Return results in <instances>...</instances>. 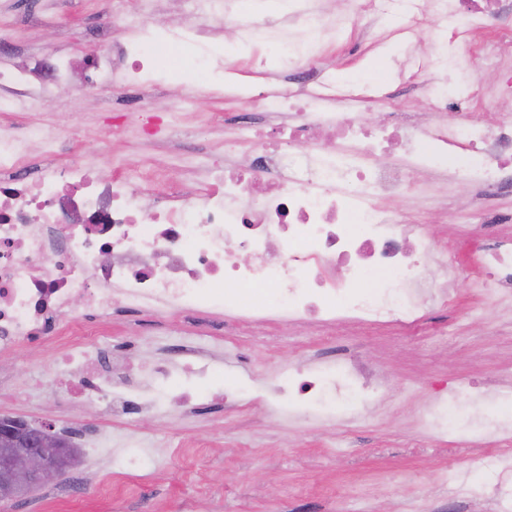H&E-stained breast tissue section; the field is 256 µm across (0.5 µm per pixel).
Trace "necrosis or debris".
<instances>
[{
	"instance_id": "necrosis-or-debris-1",
	"label": "necrosis or debris",
	"mask_w": 512,
	"mask_h": 512,
	"mask_svg": "<svg viewBox=\"0 0 512 512\" xmlns=\"http://www.w3.org/2000/svg\"><path fill=\"white\" fill-rule=\"evenodd\" d=\"M418 14L453 22L462 34L487 28L491 15L512 17V0L497 10L480 0H404ZM343 16H330L313 0H293L285 29L240 18L237 0H179L187 27L145 34L122 45L104 43L85 56L88 87H145L149 64L180 52L184 41L206 47L216 25L233 27L242 44L276 42L284 63L302 67L321 46L335 41L350 20L379 11V0H348ZM288 26V27H289ZM410 78L424 93L433 124L419 132L402 114L366 126L331 111L340 95L323 76L254 98L255 111L280 120L255 158L215 164L196 186L158 190L143 173L100 181L90 162L32 167V150L62 151L55 135L32 128L0 129V356L58 333L61 360L82 383L92 406L134 420L170 401L196 409L211 361L194 340L187 359L172 368L165 359L143 369L142 380L113 379L105 371L92 324L109 321L115 305L137 310L214 313L226 309L245 324L286 318L318 328L357 324L398 327L419 335L427 309L454 303L448 274L455 254L415 216L383 207L419 186L423 175L444 170L461 155L465 180L482 196L512 191V113L481 112L483 94L466 82L447 88ZM476 262L482 297L470 310L483 319L487 303L512 294V239L482 238ZM433 265L436 276L419 271ZM82 311H75V302ZM384 381L355 352L344 349L316 365L296 366L266 387L269 413L283 404L313 407L324 415L366 407ZM479 397L477 386L451 391L426 408L419 425L431 435H452L448 411L459 396Z\"/></svg>"
}]
</instances>
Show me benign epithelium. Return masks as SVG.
Returning <instances> with one entry per match:
<instances>
[{"label":"benign epithelium","instance_id":"1","mask_svg":"<svg viewBox=\"0 0 512 512\" xmlns=\"http://www.w3.org/2000/svg\"><path fill=\"white\" fill-rule=\"evenodd\" d=\"M80 449L46 421L0 415V500L13 501L76 468Z\"/></svg>","mask_w":512,"mask_h":512}]
</instances>
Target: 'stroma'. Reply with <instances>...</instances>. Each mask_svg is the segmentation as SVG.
I'll return each instance as SVG.
<instances>
[{
	"label": "stroma",
	"mask_w": 512,
	"mask_h": 512,
	"mask_svg": "<svg viewBox=\"0 0 512 512\" xmlns=\"http://www.w3.org/2000/svg\"><path fill=\"white\" fill-rule=\"evenodd\" d=\"M110 0H0V27L10 28V44L0 47V69L24 62L49 48L84 54L102 39L124 42L159 26L185 22L175 0H156L152 14L133 26L111 27ZM63 16L67 27L52 25ZM412 26L425 74L456 85L460 74L443 66L441 44L447 33L442 18L426 14ZM401 36L393 21L378 17L348 27L345 36L324 46L316 62L327 79L342 88L360 86L365 94H390L393 108L420 112L424 101L408 80L398 78L393 56ZM209 49L220 68L199 72L196 46L183 56L158 57L151 74L159 79L155 94L145 96V110L164 127L148 133L141 117L123 105L125 90L107 94L90 90L78 78L58 84L54 93L35 101L23 96L0 108V127L27 123L61 133L70 151L96 167L99 178L112 179L137 165L160 172L169 187L205 175L224 158V134L248 111V95L281 83L284 72L261 67L274 58L266 43L240 45L236 31L219 27ZM93 130L101 141L86 139ZM423 178V190L387 200V207L425 216L430 231L449 240L467 238L470 229L448 222V214L472 199L457 173ZM458 303L439 313L448 334L436 343L402 335L363 336L341 330L336 340H312V328L286 319L248 329L238 346L225 348L224 336L237 327L233 313L214 315L149 313L117 309L100 343L115 364L135 368L156 358L179 361V331L194 332L214 355L212 390L235 386V403L217 399L180 413L162 406L126 424L100 413L62 387L66 371L55 356L58 342L25 347L0 361V413L54 423L56 431L83 454L77 468L42 486L19 502H0V512H335L336 500L358 489L355 512H489L484 499L464 501L452 489L458 477L491 485L498 470V437L486 434L497 407L490 397L512 392V298L498 301L483 321L468 311L477 290L472 274L450 281ZM359 352L378 370L388 389L369 406L368 418L353 411L329 418L292 413L273 417L256 387L288 367L335 354L337 345ZM483 383L485 400H460L453 425L479 434L473 448H449L447 442L419 432L417 415L440 388L460 380ZM111 433L112 454L87 455L89 442ZM141 445L150 458L141 471L123 467L125 448Z\"/></svg>",
	"instance_id": "obj_1"
}]
</instances>
